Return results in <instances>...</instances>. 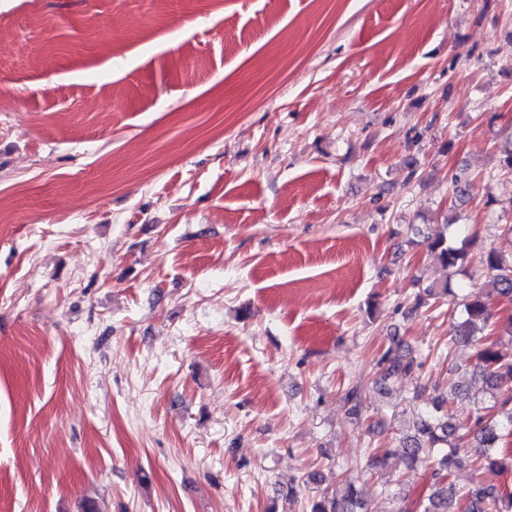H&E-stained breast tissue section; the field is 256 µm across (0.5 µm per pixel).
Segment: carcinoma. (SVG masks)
Here are the masks:
<instances>
[{
    "label": "carcinoma",
    "mask_w": 512,
    "mask_h": 512,
    "mask_svg": "<svg viewBox=\"0 0 512 512\" xmlns=\"http://www.w3.org/2000/svg\"><path fill=\"white\" fill-rule=\"evenodd\" d=\"M427 249L443 267L453 273L469 262L465 246L448 240V223L427 240ZM487 274L486 289L471 290L463 297L462 309L452 324L455 341L474 343L472 370L494 390L492 403L483 408L475 428L461 432L453 422L450 404L462 393V386L452 384L448 392L429 401L420 412L415 432L399 437V447L376 454L371 466L384 469L391 455L400 457L405 467L413 469L427 453L434 460V482L426 498L416 501L418 512H512V493L474 480L465 492L450 482L458 470L471 468L505 472L512 460L499 450L504 433L512 430V316L498 319L490 310L488 298L496 295L512 303V260L496 249L481 255ZM451 281L430 285L416 295L417 305H426L442 295H454ZM419 366L416 358L404 352V344L394 342L380 357L378 367L383 379L407 378ZM309 512H370L369 502L353 483L340 481L332 489L309 503Z\"/></svg>",
    "instance_id": "cac0c4a2"
}]
</instances>
